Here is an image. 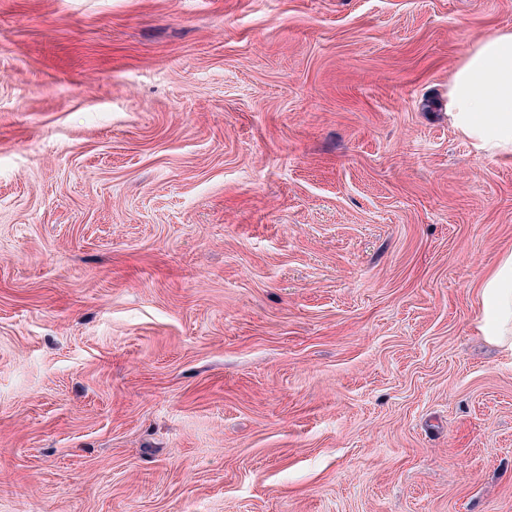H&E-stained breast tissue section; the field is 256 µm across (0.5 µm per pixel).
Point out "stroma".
<instances>
[{
	"label": "stroma",
	"mask_w": 512,
	"mask_h": 512,
	"mask_svg": "<svg viewBox=\"0 0 512 512\" xmlns=\"http://www.w3.org/2000/svg\"><path fill=\"white\" fill-rule=\"evenodd\" d=\"M512 0H0V512H512L475 324ZM448 116L486 155L512 154V31L471 46L448 83Z\"/></svg>",
	"instance_id": "1"
}]
</instances>
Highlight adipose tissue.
Segmentation results:
<instances>
[{
	"label": "adipose tissue",
	"instance_id": "adipose-tissue-1",
	"mask_svg": "<svg viewBox=\"0 0 512 512\" xmlns=\"http://www.w3.org/2000/svg\"><path fill=\"white\" fill-rule=\"evenodd\" d=\"M448 115L486 155L512 154V31L471 46L448 84ZM476 297L480 334L512 353V252L483 277Z\"/></svg>",
	"mask_w": 512,
	"mask_h": 512
}]
</instances>
